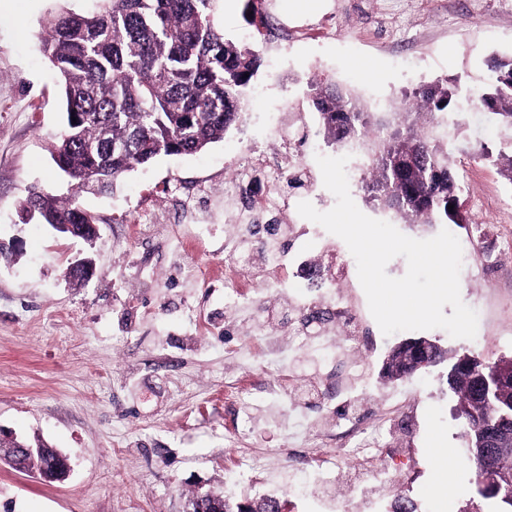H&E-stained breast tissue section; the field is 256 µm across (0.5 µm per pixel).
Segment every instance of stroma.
<instances>
[{"label":"stroma","instance_id":"obj_1","mask_svg":"<svg viewBox=\"0 0 512 512\" xmlns=\"http://www.w3.org/2000/svg\"><path fill=\"white\" fill-rule=\"evenodd\" d=\"M95 0H0V430L41 439L71 464L65 480L45 482L0 460V512H186L192 494H231L246 502L274 496L285 512H389L399 496L420 512H460L476 494L464 453L463 420L447 367L394 384L382 362L405 333L384 336L345 242L301 217L308 201L335 204L316 155H333L307 106V78L324 74L354 89L379 119L413 88L454 79L461 92L484 87L487 61L512 54V7L483 0H417L404 40L385 41L386 0H233L220 10L226 38L258 46L262 65L245 96L246 117L223 141L193 155H161L127 175L113 194H80L94 215L93 242L19 219L31 186L57 191L61 175L48 146L64 129L59 76L40 33L59 9L87 13ZM371 65L365 76L362 65ZM303 116L301 161L310 186L292 191L289 223L308 255L347 268L343 291L362 316L360 336L335 328L296 347L295 307L310 295L298 278L277 287L256 255L248 294L263 300L287 348L286 365L267 369L266 331L252 307L226 310L224 175L253 148L276 140L289 113ZM448 153L464 184L467 226L460 293L478 314L475 339L441 329L425 338L494 360L512 356V182L475 158L481 146L512 144V132L484 112L455 114ZM200 189L198 224L172 220L175 196ZM90 255L96 274L73 284L68 268ZM282 385L279 399L264 391ZM377 421L381 454L344 455L327 470L323 439ZM445 429L455 452L457 493L436 508L425 493L429 425ZM386 470L383 484L366 468Z\"/></svg>","mask_w":512,"mask_h":512}]
</instances>
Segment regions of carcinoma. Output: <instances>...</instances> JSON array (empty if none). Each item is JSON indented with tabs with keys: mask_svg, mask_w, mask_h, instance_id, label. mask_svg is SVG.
<instances>
[{
	"mask_svg": "<svg viewBox=\"0 0 512 512\" xmlns=\"http://www.w3.org/2000/svg\"><path fill=\"white\" fill-rule=\"evenodd\" d=\"M97 10L76 14L60 9L47 21L43 52L62 79L66 127L50 150L67 191L33 187L20 210L35 212L44 224H92L78 202L82 192L111 193L126 174L159 155H190L224 139L244 112V90L261 66L255 46L224 36L216 18L219 0H97ZM489 88L466 98L512 129V56L493 57ZM249 77H244V74ZM309 102L324 141L336 150L369 146L362 188L373 205L391 210L404 224H446L459 214L463 185L448 159V121L439 115L460 110L455 83L421 85L397 107L401 127L377 122L354 94L328 77L308 82ZM512 182V151L492 153ZM453 209H448V206ZM434 365L447 360V381L465 419L468 458L476 467L478 499L461 512H483L493 500L496 512H512V482L501 477L502 463L487 448L493 427L512 440V358L494 361L453 354L441 346ZM413 354H389L382 376L389 381L412 375ZM11 465L22 461L48 481L66 473L54 468L57 449L41 441L0 440ZM194 512H245L229 495L198 492Z\"/></svg>",
	"mask_w": 512,
	"mask_h": 512,
	"instance_id": "1",
	"label": "carcinoma"
}]
</instances>
